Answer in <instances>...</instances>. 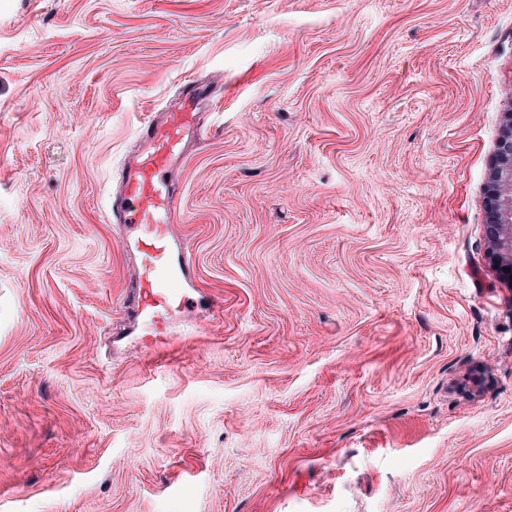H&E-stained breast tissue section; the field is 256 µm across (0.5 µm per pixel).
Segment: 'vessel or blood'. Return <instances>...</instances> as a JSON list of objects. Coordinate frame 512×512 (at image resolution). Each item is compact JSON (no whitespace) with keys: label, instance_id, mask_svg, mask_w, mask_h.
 <instances>
[{"label":"vessel or blood","instance_id":"vessel-or-blood-1","mask_svg":"<svg viewBox=\"0 0 512 512\" xmlns=\"http://www.w3.org/2000/svg\"><path fill=\"white\" fill-rule=\"evenodd\" d=\"M217 103L206 86L192 82L168 109L150 114L138 129L139 146L125 163L112 199V221L123 229L121 244L139 261L126 308L144 321V341L151 346L169 335L173 314L188 312L192 305L188 289L194 262L174 232L176 171L186 142L206 133L203 111Z\"/></svg>","mask_w":512,"mask_h":512}]
</instances>
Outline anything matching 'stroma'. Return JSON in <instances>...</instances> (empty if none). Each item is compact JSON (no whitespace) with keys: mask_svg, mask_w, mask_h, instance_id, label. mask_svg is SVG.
Returning a JSON list of instances; mask_svg holds the SVG:
<instances>
[{"mask_svg":"<svg viewBox=\"0 0 512 512\" xmlns=\"http://www.w3.org/2000/svg\"><path fill=\"white\" fill-rule=\"evenodd\" d=\"M184 77L216 304L145 348L111 196ZM509 112L512 0H0V512H512ZM486 207L496 224L488 225V241L501 268L509 267L512 278V132L508 130L499 139L493 186L486 196Z\"/></svg>","mask_w":512,"mask_h":512,"instance_id":"1","label":"stroma"}]
</instances>
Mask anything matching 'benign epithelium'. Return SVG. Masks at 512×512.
Listing matches in <instances>:
<instances>
[{
	"instance_id": "obj_1",
	"label": "benign epithelium",
	"mask_w": 512,
	"mask_h": 512,
	"mask_svg": "<svg viewBox=\"0 0 512 512\" xmlns=\"http://www.w3.org/2000/svg\"><path fill=\"white\" fill-rule=\"evenodd\" d=\"M486 207L495 223L488 226V241L501 266L511 268L512 278V132L499 139L493 186L486 196Z\"/></svg>"
}]
</instances>
